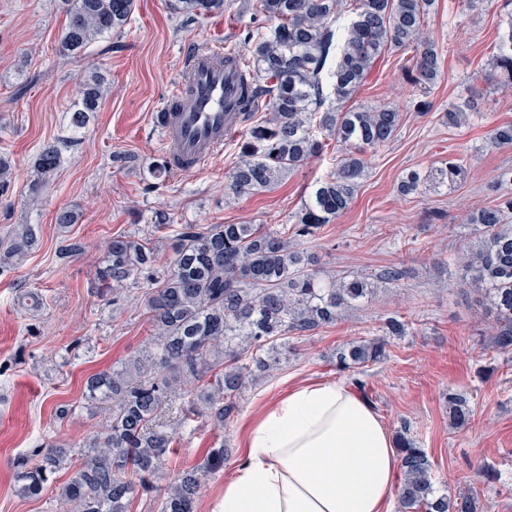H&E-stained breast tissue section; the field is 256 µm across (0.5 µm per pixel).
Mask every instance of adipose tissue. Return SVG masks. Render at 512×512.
<instances>
[{"mask_svg":"<svg viewBox=\"0 0 512 512\" xmlns=\"http://www.w3.org/2000/svg\"><path fill=\"white\" fill-rule=\"evenodd\" d=\"M400 457L345 379L305 381L250 422L215 512H393Z\"/></svg>","mask_w":512,"mask_h":512,"instance_id":"1","label":"adipose tissue"}]
</instances>
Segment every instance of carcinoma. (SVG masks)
Returning <instances> with one entry per match:
<instances>
[{
	"instance_id": "carcinoma-1",
	"label": "carcinoma",
	"mask_w": 512,
	"mask_h": 512,
	"mask_svg": "<svg viewBox=\"0 0 512 512\" xmlns=\"http://www.w3.org/2000/svg\"><path fill=\"white\" fill-rule=\"evenodd\" d=\"M62 32L63 56L75 58L102 38L121 33L129 24L135 0H69ZM436 0H251L246 8L269 25L239 33L245 53L227 51L226 62H242L240 80L249 95L240 112L249 125L226 188L232 197L276 186L288 173L315 156L332 140L343 150L334 173L320 181L294 224L280 228L261 224H183L174 239L169 269L156 273L157 257L145 238L120 234L106 246L100 296L119 293L128 281L151 285L145 307L151 327L152 364L140 362L92 375L86 397L108 414L103 431L84 441L74 455L53 443L18 462L23 469L21 495L38 497L54 487L52 476L73 471L58 487L62 512H129L132 502L154 494L159 512H196L207 474L224 468V445L207 449L201 461L166 481L171 435L153 427L168 393L183 383L196 385L188 413L207 417L224 429L236 410V399L249 377L274 369V341L290 335L309 336L336 321L342 311L368 298L380 284H396L405 271L395 265L372 274L339 277L313 268L301 245L345 212L365 173V154L390 142L401 120L391 107L349 105L376 66L387 55L412 53L405 70L420 87L419 110L430 107L427 94L440 75L442 52L424 29L425 16ZM227 0H176L175 10L192 20L221 11ZM490 78L512 87V21L499 36L491 57ZM102 97L100 80L84 81L71 125H84ZM471 102L448 106L442 119L456 127L466 121ZM268 118L251 125L254 114ZM491 144L512 147V123L493 128ZM72 141L44 144L34 156L29 203L40 194L61 164ZM463 174L450 161L422 177L410 173L401 182L404 195L424 187L456 182ZM512 197L473 211L467 223L476 226L475 243L454 258L460 282L482 294L494 314L489 348L495 355L512 354ZM30 224H21L0 239V268L24 260L36 244ZM412 322L388 316L384 337L353 344L336 357V366L364 386V368L386 357V337L404 336ZM254 350V367L241 363ZM214 381L201 384L205 374ZM473 408L462 393H448V418L463 430ZM398 432L403 512H480L474 494L438 495L432 461L425 449Z\"/></svg>"
}]
</instances>
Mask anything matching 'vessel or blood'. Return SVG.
I'll return each instance as SVG.
<instances>
[{"label":"vessel or blood","mask_w":512,"mask_h":512,"mask_svg":"<svg viewBox=\"0 0 512 512\" xmlns=\"http://www.w3.org/2000/svg\"><path fill=\"white\" fill-rule=\"evenodd\" d=\"M184 66L158 114L161 141L178 172L200 168L243 126L239 70L225 64L223 52L193 50Z\"/></svg>","instance_id":"obj_1"}]
</instances>
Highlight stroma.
I'll use <instances>...</instances> for the list:
<instances>
[{
    "label": "stroma",
    "mask_w": 512,
    "mask_h": 512,
    "mask_svg": "<svg viewBox=\"0 0 512 512\" xmlns=\"http://www.w3.org/2000/svg\"><path fill=\"white\" fill-rule=\"evenodd\" d=\"M242 5L233 0L224 13L187 22L170 0H135L125 32L75 60L59 53L67 23L61 0H0V153L11 160L0 236L32 224L38 237L23 263L0 269V512H60L53 494H19L15 458L45 443L77 450L106 422L83 397L86 378L149 358L146 282L127 283L114 302L97 293L108 241L130 233L150 238L163 261L183 224L290 225L336 165L339 153L330 143L274 188L230 201L225 174L239 156L237 135L196 172L150 176L149 167L165 160L153 117L181 75L185 50L226 47L229 36L251 23ZM511 14L512 0H485L474 10L466 0H436L425 25L445 57L428 112L415 110L419 92L399 54L381 60L358 91L357 104L395 107L402 122L390 143L369 153L351 207L307 248L338 274L397 265L407 276L379 286L314 335L283 340L277 369L249 378L223 430L200 420L179 431L169 475L198 463L216 442L226 448L224 467L207 477L197 512H212L221 498L243 453V429L263 406L294 383L340 378L337 352L379 337L382 319L397 314L413 328L389 338L387 358L368 367L370 405L389 431L410 424L433 462L438 493L474 490L482 512H512V362L483 356L491 313L476 292L458 285L454 269L435 266L469 245L466 219L475 208L512 195V183H493L512 170V148L489 143L494 126L512 122V89L484 78L491 46ZM91 65L105 78L104 94L99 110L76 129L70 115ZM462 98L472 99L474 109L464 125L448 127L441 116ZM59 138L74 146L64 151L41 202L29 205L32 160L43 143ZM457 159L465 164L464 180L418 196L398 193L408 172L424 174ZM65 206L81 214L66 228L55 222ZM159 210L170 214L169 229H155ZM66 239L84 244V253L59 260L56 250ZM33 292L44 299L41 309L31 305ZM456 390L470 394L474 407L464 430L448 421L446 396ZM484 468L494 470L495 480H484Z\"/></svg>",
    "instance_id": "35a3bbf8"
}]
</instances>
